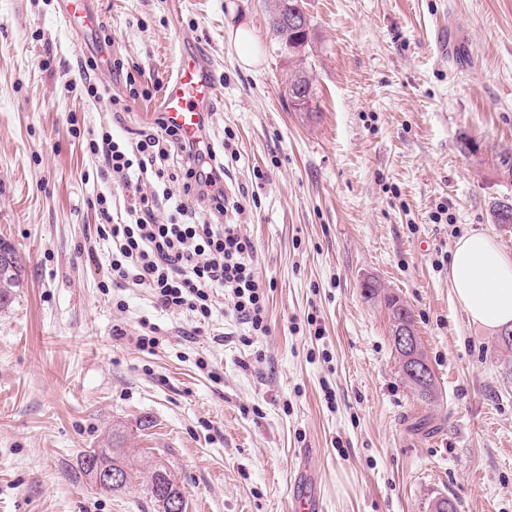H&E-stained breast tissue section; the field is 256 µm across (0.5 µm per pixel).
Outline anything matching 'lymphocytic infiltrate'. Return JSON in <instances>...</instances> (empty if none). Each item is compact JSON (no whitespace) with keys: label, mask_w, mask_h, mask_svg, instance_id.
Returning a JSON list of instances; mask_svg holds the SVG:
<instances>
[{"label":"lymphocytic infiltrate","mask_w":512,"mask_h":512,"mask_svg":"<svg viewBox=\"0 0 512 512\" xmlns=\"http://www.w3.org/2000/svg\"><path fill=\"white\" fill-rule=\"evenodd\" d=\"M156 125L133 141L104 130L87 142L101 177L129 194L118 223L109 194L97 196L100 234L112 243L113 279L146 288L157 310L188 314L194 333L210 324L220 295L249 332L267 333L265 289L252 265L255 245L236 222L245 198L224 183L231 142L218 147L185 139L161 118ZM147 182L153 185L148 193ZM161 208L168 211L162 222L155 218Z\"/></svg>","instance_id":"f902f5d3"}]
</instances>
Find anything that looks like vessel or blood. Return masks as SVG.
I'll list each match as a JSON object with an SVG mask.
<instances>
[{
    "label": "vessel or blood",
    "mask_w": 512,
    "mask_h": 512,
    "mask_svg": "<svg viewBox=\"0 0 512 512\" xmlns=\"http://www.w3.org/2000/svg\"><path fill=\"white\" fill-rule=\"evenodd\" d=\"M63 21L82 18L94 29H102L103 17L93 8L92 0H60ZM214 63L210 57L184 45L178 55L173 75L162 89V112L166 123L193 137L199 132L203 112L217 97L213 77ZM288 512H323L312 471L305 460H298L290 483Z\"/></svg>",
    "instance_id": "vessel-or-blood-1"
}]
</instances>
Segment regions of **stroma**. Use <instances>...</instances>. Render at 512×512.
<instances>
[{
	"instance_id": "1",
	"label": "stroma",
	"mask_w": 512,
	"mask_h": 512,
	"mask_svg": "<svg viewBox=\"0 0 512 512\" xmlns=\"http://www.w3.org/2000/svg\"><path fill=\"white\" fill-rule=\"evenodd\" d=\"M304 2L309 41L291 57L273 40L272 0H99L105 28L84 41L57 0H0V240L23 268L0 309V512H153L142 482L159 463L187 512H288L302 448L324 512H431L440 497L512 512V349L470 321L449 277L470 232L512 255V227L489 214L512 197L496 166L512 150V0ZM236 15L258 66L238 60ZM185 40L215 61L206 133L233 137L226 182L245 196L239 222L269 285L264 335L221 301L185 340L187 314L113 285L105 261L86 137L153 127ZM115 56L138 88L119 113ZM301 66L311 112L285 94ZM369 280L411 310L434 401L405 382ZM144 319L167 338L153 355L130 342ZM116 430L142 451L138 479L100 495L74 471Z\"/></svg>"
}]
</instances>
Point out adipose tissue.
Returning a JSON list of instances; mask_svg holds the SVG:
<instances>
[{
  "label": "adipose tissue",
  "mask_w": 512,
  "mask_h": 512,
  "mask_svg": "<svg viewBox=\"0 0 512 512\" xmlns=\"http://www.w3.org/2000/svg\"><path fill=\"white\" fill-rule=\"evenodd\" d=\"M450 279L473 322L489 329L512 326V256L491 237L474 231L455 243Z\"/></svg>",
  "instance_id": "obj_1"
}]
</instances>
